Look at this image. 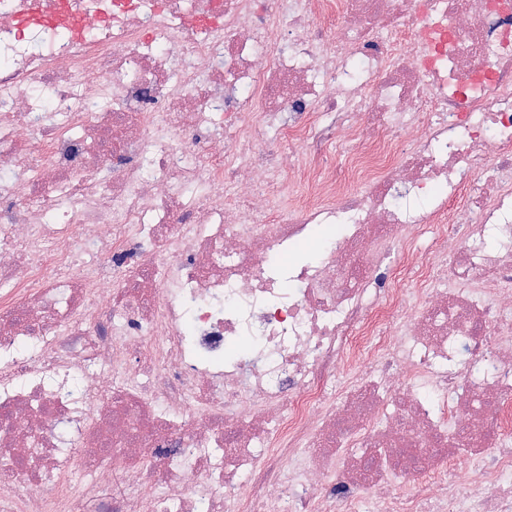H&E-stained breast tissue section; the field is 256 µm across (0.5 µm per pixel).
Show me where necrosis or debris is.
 <instances>
[{"mask_svg":"<svg viewBox=\"0 0 512 512\" xmlns=\"http://www.w3.org/2000/svg\"><path fill=\"white\" fill-rule=\"evenodd\" d=\"M0 512H512V0H0Z\"/></svg>","mask_w":512,"mask_h":512,"instance_id":"1","label":"necrosis or debris"}]
</instances>
